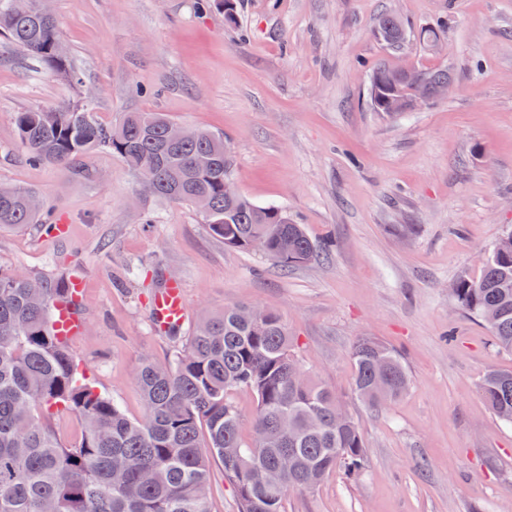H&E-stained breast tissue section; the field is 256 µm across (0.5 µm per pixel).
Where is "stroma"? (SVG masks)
Listing matches in <instances>:
<instances>
[{"instance_id": "1", "label": "stroma", "mask_w": 512, "mask_h": 512, "mask_svg": "<svg viewBox=\"0 0 512 512\" xmlns=\"http://www.w3.org/2000/svg\"><path fill=\"white\" fill-rule=\"evenodd\" d=\"M234 2L231 24L204 0H51L78 86L0 41V183L41 193L59 224L0 229V269L82 281L70 351L132 418L141 358L174 350L152 319L162 282L183 285L184 333L228 304L278 313L366 447L358 474L287 492L285 512H512V426L479 393L488 370L512 369V351L451 295L512 226V0ZM385 11L411 34L443 24L442 54L413 42L388 52L375 35ZM384 61L447 67L454 89L419 111H373L368 76ZM74 104L106 126L162 112L226 137L238 189L284 206L322 254L285 271L226 248L194 207L139 202L135 174L109 152L30 164L15 114ZM362 336L396 349L411 377L380 411L352 395Z\"/></svg>"}]
</instances>
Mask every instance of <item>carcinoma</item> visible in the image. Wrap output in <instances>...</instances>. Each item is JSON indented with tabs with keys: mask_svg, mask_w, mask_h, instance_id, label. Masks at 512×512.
Listing matches in <instances>:
<instances>
[{
	"mask_svg": "<svg viewBox=\"0 0 512 512\" xmlns=\"http://www.w3.org/2000/svg\"><path fill=\"white\" fill-rule=\"evenodd\" d=\"M0 0V37L24 49L70 84L80 82L60 40L46 0ZM377 35L399 48L402 21L385 14ZM448 82L446 68H396L385 62L370 74L376 112L408 111L411 77ZM20 139L35 164L63 165L106 150L138 178H149L146 197L192 205L224 246L252 250L288 270L317 257L300 224L279 206H261L240 193L231 147L220 135L195 130L171 135L175 122L160 112H125L111 128L90 108L15 113ZM34 190L0 184V228H56ZM461 311L483 319L495 343L512 351V230L482 260L478 279L459 277L451 288ZM64 277L0 269V512H210V471L218 463L237 492L238 512H285L286 492L320 486L342 467H362L359 420L336 422L343 405L331 387L303 371L288 327L275 312L230 304L202 316L166 362L143 357L135 375L143 414L126 415L117 399L98 390L56 334L58 307L73 304ZM353 392L369 409L399 400L410 385L400 355L361 336L352 346ZM247 389L257 405L250 437L243 434L232 394ZM480 393L495 416L512 424V370L492 369ZM71 414L80 436L64 442L53 418Z\"/></svg>",
	"mask_w": 512,
	"mask_h": 512,
	"instance_id": "obj_1",
	"label": "carcinoma"
}]
</instances>
